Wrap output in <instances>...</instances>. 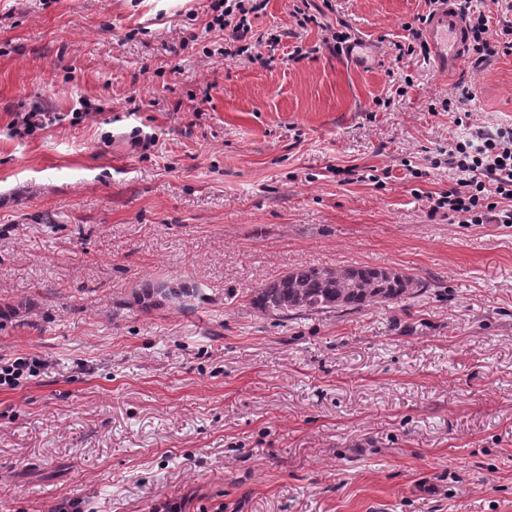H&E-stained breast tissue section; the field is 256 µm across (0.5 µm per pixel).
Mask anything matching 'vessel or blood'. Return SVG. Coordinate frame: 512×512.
Returning <instances> with one entry per match:
<instances>
[{
	"label": "vessel or blood",
	"mask_w": 512,
	"mask_h": 512,
	"mask_svg": "<svg viewBox=\"0 0 512 512\" xmlns=\"http://www.w3.org/2000/svg\"><path fill=\"white\" fill-rule=\"evenodd\" d=\"M425 34L431 48L432 61L440 71L453 69L464 55V23L452 0H446L429 20Z\"/></svg>",
	"instance_id": "obj_1"
}]
</instances>
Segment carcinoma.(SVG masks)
<instances>
[{
  "instance_id": "carcinoma-1",
  "label": "carcinoma",
  "mask_w": 512,
  "mask_h": 512,
  "mask_svg": "<svg viewBox=\"0 0 512 512\" xmlns=\"http://www.w3.org/2000/svg\"><path fill=\"white\" fill-rule=\"evenodd\" d=\"M428 287V282L415 274L369 264L342 269L300 266L262 284L250 305L282 318L332 311L355 313L417 297ZM135 298L145 308L168 304L182 310H193L196 303L204 301L198 289L184 284L172 288L168 283L141 288Z\"/></svg>"
}]
</instances>
